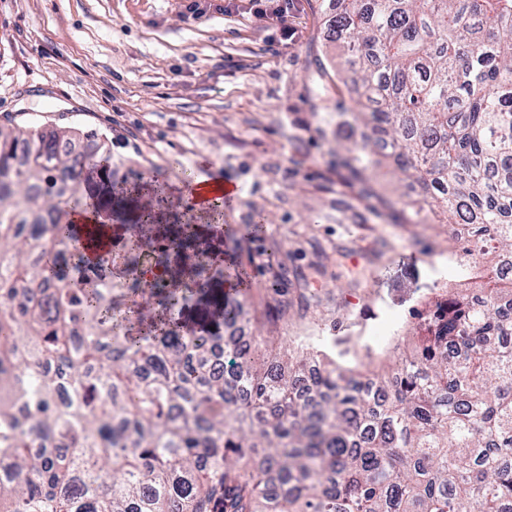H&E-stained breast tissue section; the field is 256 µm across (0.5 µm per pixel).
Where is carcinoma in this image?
Returning a JSON list of instances; mask_svg holds the SVG:
<instances>
[{
    "label": "carcinoma",
    "instance_id": "obj_1",
    "mask_svg": "<svg viewBox=\"0 0 512 512\" xmlns=\"http://www.w3.org/2000/svg\"><path fill=\"white\" fill-rule=\"evenodd\" d=\"M329 27L336 80L367 101L359 150L336 144L360 222L414 223L374 199L381 155L420 186L419 208L471 225L464 256L512 255V0H342ZM66 136L0 126V512H512V283L498 266L483 301L434 302L446 312L377 378L380 399L321 350L280 364L262 336L224 344L208 378L214 337L175 317L186 293L150 288L147 317L121 310L110 283L67 277L86 266L68 214L151 224L165 190L116 182L105 145L74 156ZM148 252L169 278L167 253L132 238L136 294ZM312 360L324 368L303 386ZM54 439L67 447H33Z\"/></svg>",
    "mask_w": 512,
    "mask_h": 512
}]
</instances>
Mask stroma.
Here are the masks:
<instances>
[{
    "label": "stroma",
    "mask_w": 512,
    "mask_h": 512,
    "mask_svg": "<svg viewBox=\"0 0 512 512\" xmlns=\"http://www.w3.org/2000/svg\"><path fill=\"white\" fill-rule=\"evenodd\" d=\"M191 1L0 0V125L93 132L115 180L154 172L171 203L146 225L153 236L184 224L185 176L237 183L239 197L196 235L222 253L225 285L247 273L239 301L281 351L410 329L441 288L451 227L358 224L346 211L333 151L359 104L317 69L341 54L326 29L334 0H294L285 43L247 10Z\"/></svg>",
    "instance_id": "obj_1"
}]
</instances>
